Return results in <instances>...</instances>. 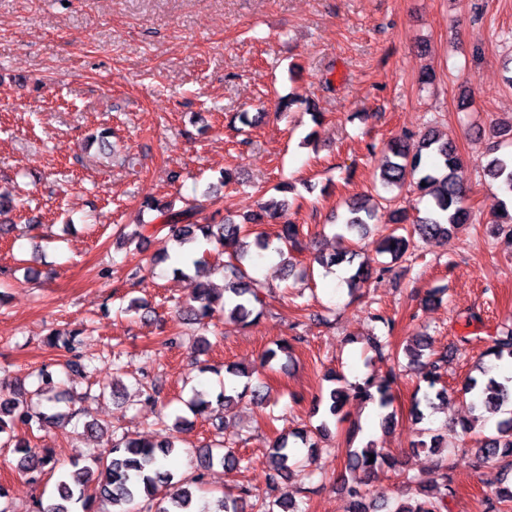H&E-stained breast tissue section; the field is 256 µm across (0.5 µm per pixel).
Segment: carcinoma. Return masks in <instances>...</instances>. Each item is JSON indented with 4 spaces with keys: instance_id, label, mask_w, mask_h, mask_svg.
Wrapping results in <instances>:
<instances>
[{
    "instance_id": "obj_1",
    "label": "carcinoma",
    "mask_w": 512,
    "mask_h": 512,
    "mask_svg": "<svg viewBox=\"0 0 512 512\" xmlns=\"http://www.w3.org/2000/svg\"><path fill=\"white\" fill-rule=\"evenodd\" d=\"M484 175L498 184L506 194L512 195V153L495 155L484 166ZM382 188L390 190L400 188L405 183L413 184L420 198L430 197L425 215L416 217L412 228L401 234L400 224L406 221V215L398 212L396 223L376 247L379 254L389 253L398 258L414 245V237L442 238L444 240L457 234L471 223L472 212L465 205L466 188L464 185L462 162L457 148L444 141L434 129L414 137L412 135L395 138L387 147V154L381 168ZM379 200L368 204L363 199H356L348 205L344 222L341 224L343 239L348 234L361 233L375 219ZM287 205V200H271L259 210L244 217L245 224H266L279 216V210ZM143 208L157 213L161 224L169 233L184 245L201 237L207 242L216 241L224 246L229 260L224 263L223 293L218 294L207 283H198L194 288L192 303L185 307L189 320L196 324L211 321L216 310L224 311V316L240 321L246 325L256 323L261 312L255 311V304L260 302L257 283L246 270L245 263L264 257L269 252L283 254L282 244L290 248H299L298 229L294 224L282 226L276 238L263 232H257L250 242L240 238L241 225L226 219L216 226L212 224H194L189 219L195 215L192 208L176 210L170 202L147 200ZM385 267H373L368 263L360 264L347 280L349 287L356 288L367 281L374 273H384ZM409 364L421 371L428 391L422 397H414L411 407L412 417L420 421L424 417L421 406L433 407V399H443L448 394L446 387H438L447 372L448 355L433 352L432 343L426 336L417 337L413 343L404 348ZM483 356L501 361L512 360V327L501 330L490 337ZM496 368L492 364L480 367L478 371L487 377V381L468 376L463 390L474 397V405L481 408L504 409V417L497 420L494 429L476 439L471 452L477 467H486L499 463L512 470V378L502 381L491 376ZM231 378L224 381L222 390L215 399L203 391H194L186 402L188 410L195 416H206L219 408L227 409L234 401L251 393L253 400H260L256 390H249V385L238 386V380L246 373L235 368L227 370ZM396 375L384 380L371 377L361 383L342 384L330 388L318 400L315 412L322 415L316 428L318 434L328 432V424L338 419L346 404L351 399L364 404L376 406L382 425L394 424L395 413L390 411L394 403L392 384ZM51 376L42 375L41 384L27 393L22 388L6 390L0 387V446L13 448L20 454L17 468L22 473L44 471L45 467L56 468L57 462L47 452H41L28 443L15 440V429L19 426L42 427L70 421L82 411L68 409L64 412L54 410L59 402L54 390ZM307 448L306 460L313 461L318 445L308 431L300 430L294 434V441L286 437L277 438L268 454V462L281 478L288 477L291 463L298 462L296 444ZM176 448L174 437L164 431L158 439L142 440L122 437L112 442L110 455L95 457L89 465L71 464V468L62 472L57 480L53 503L38 512H94L96 499L107 500L114 507L113 512H134L132 504L143 498L147 501L157 500L156 512H194L192 506L196 500L202 476L194 478V483L177 485L174 476L163 469L161 458L169 455ZM374 461H369V458ZM346 469L351 478L343 480L342 488L352 503L350 512H447L448 500L457 497L459 490L454 477L448 474V463L443 460L436 464L437 478L429 485L420 486L419 497L413 500L399 499L394 504L385 501L377 504L370 500L369 492L362 475L385 466L396 468L395 458L376 448L374 442H368L362 448L346 449ZM199 469L206 470L219 464L227 470H233L244 462V458L231 450L208 446L199 449L197 455ZM251 497L248 489H240L236 494H226L218 500L214 512H246L247 498ZM512 502V486H502L491 491L484 498V512H502V505ZM261 512H297L295 500L286 496L269 504H261Z\"/></svg>"
}]
</instances>
